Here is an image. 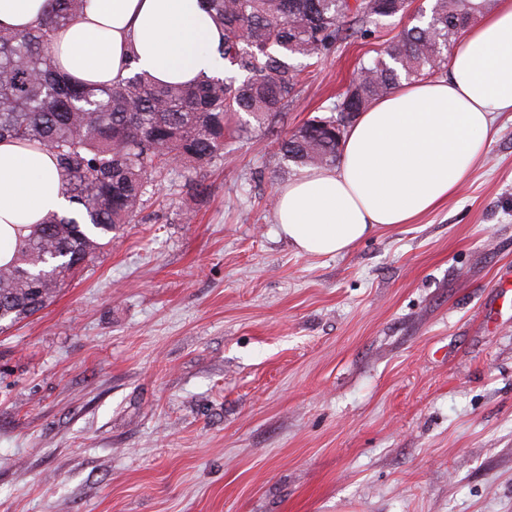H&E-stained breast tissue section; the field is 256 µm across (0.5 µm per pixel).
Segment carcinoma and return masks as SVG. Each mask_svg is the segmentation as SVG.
I'll list each match as a JSON object with an SVG mask.
<instances>
[{
    "mask_svg": "<svg viewBox=\"0 0 512 512\" xmlns=\"http://www.w3.org/2000/svg\"><path fill=\"white\" fill-rule=\"evenodd\" d=\"M48 2L36 27H0V139L51 152L71 209L34 225L19 255L0 266L1 331L43 310L110 245L175 160L194 195L206 190L197 173L255 129L274 137L285 161L336 165L356 115L403 80L444 74L445 51L488 0H433L429 20L403 29L359 63L329 114L283 136L272 121L298 96L296 60L330 52L350 37L352 21L378 26L406 17L409 0H207L224 30L217 48L223 75L159 84L132 71L109 86L83 82L54 61L57 30L83 15L89 0Z\"/></svg>",
    "mask_w": 512,
    "mask_h": 512,
    "instance_id": "obj_1",
    "label": "carcinoma"
}]
</instances>
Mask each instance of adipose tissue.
Returning a JSON list of instances; mask_svg holds the SVG:
<instances>
[{"instance_id": "obj_1", "label": "adipose tissue", "mask_w": 512, "mask_h": 512, "mask_svg": "<svg viewBox=\"0 0 512 512\" xmlns=\"http://www.w3.org/2000/svg\"><path fill=\"white\" fill-rule=\"evenodd\" d=\"M47 0H0V25L35 27ZM222 30L206 0H89L60 30L54 58L72 75L111 83L127 69L163 83L212 72ZM512 112V0L467 28L440 79L402 84L361 112L338 168L306 171L281 187L275 216L303 254L338 255L374 231L416 222L451 198L483 160L496 117ZM50 152L0 141V265L33 224L67 203Z\"/></svg>"}]
</instances>
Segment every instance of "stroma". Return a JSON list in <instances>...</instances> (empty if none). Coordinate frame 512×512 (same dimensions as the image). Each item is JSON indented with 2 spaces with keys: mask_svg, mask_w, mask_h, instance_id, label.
<instances>
[{
  "mask_svg": "<svg viewBox=\"0 0 512 512\" xmlns=\"http://www.w3.org/2000/svg\"><path fill=\"white\" fill-rule=\"evenodd\" d=\"M303 73L289 133L403 28ZM255 133L0 333V512H512V116L459 191L335 256ZM192 212L184 222L183 212Z\"/></svg>",
  "mask_w": 512,
  "mask_h": 512,
  "instance_id": "stroma-1",
  "label": "stroma"
}]
</instances>
